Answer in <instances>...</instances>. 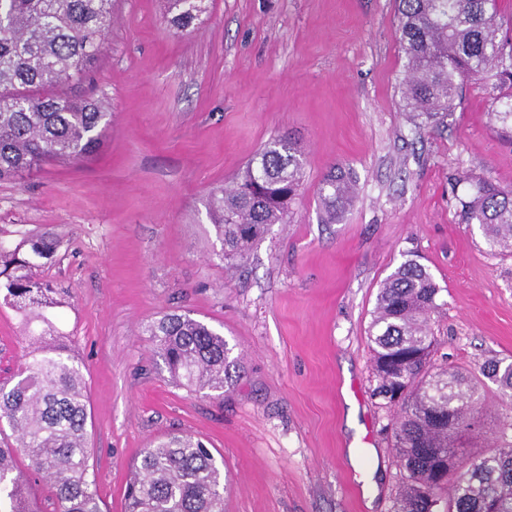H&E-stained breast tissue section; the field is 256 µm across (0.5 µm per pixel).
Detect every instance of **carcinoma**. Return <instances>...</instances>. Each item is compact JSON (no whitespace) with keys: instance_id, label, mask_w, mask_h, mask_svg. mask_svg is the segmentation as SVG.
<instances>
[{"instance_id":"cac0c4a2","label":"carcinoma","mask_w":512,"mask_h":512,"mask_svg":"<svg viewBox=\"0 0 512 512\" xmlns=\"http://www.w3.org/2000/svg\"><path fill=\"white\" fill-rule=\"evenodd\" d=\"M115 0H0V179L44 162L77 163L99 147L110 107L58 92L89 75L115 20ZM167 25L183 31L209 0H165ZM407 59L402 90L411 120L438 122L469 79L495 77L512 89V43L499 37L492 0H396ZM493 113L512 139V92ZM303 184L294 141L267 142L229 187L211 196L221 252L233 258L273 224L288 221ZM458 216L475 224L491 251L512 254V189L471 183ZM319 194L324 222L336 223L355 195L354 180L331 171ZM59 242L50 232L0 235V306L20 311L27 349L14 377L0 382V509L39 512L29 477L49 481L54 512H106L90 464L88 399L75 350L55 324L58 290L34 277ZM442 288L408 258L386 277L367 335L377 382L373 396L399 406L394 448L404 471L394 512H512V410L499 417L490 452L460 455L457 441L479 432L487 383L512 398V361L487 359L476 370L434 368L431 317ZM151 342L171 376L193 392L224 393L243 373L224 336L190 315H162ZM224 469L204 443L170 435L145 449L125 491V512H224Z\"/></svg>"}]
</instances>
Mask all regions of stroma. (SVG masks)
I'll use <instances>...</instances> for the list:
<instances>
[{"label": "stroma", "instance_id": "35a3bbf8", "mask_svg": "<svg viewBox=\"0 0 512 512\" xmlns=\"http://www.w3.org/2000/svg\"><path fill=\"white\" fill-rule=\"evenodd\" d=\"M114 8L99 62L65 89L110 101L99 148L0 180V230L60 241L38 274L56 281L57 326L84 365L102 502L124 512L143 450L187 434L224 464L225 512H392L397 412L372 395L367 340L384 279L414 255L441 287L435 366L512 360V257L459 223L467 186L449 185L464 172L512 188L492 118L504 87L465 82L440 124L415 126L395 0H213L184 33L163 0ZM282 134L303 151V190L287 223L224 259L210 193ZM335 168L356 197L326 224L319 186ZM172 310L241 358L223 397L189 392L156 356L149 329ZM24 334L0 307V378Z\"/></svg>", "mask_w": 512, "mask_h": 512}]
</instances>
